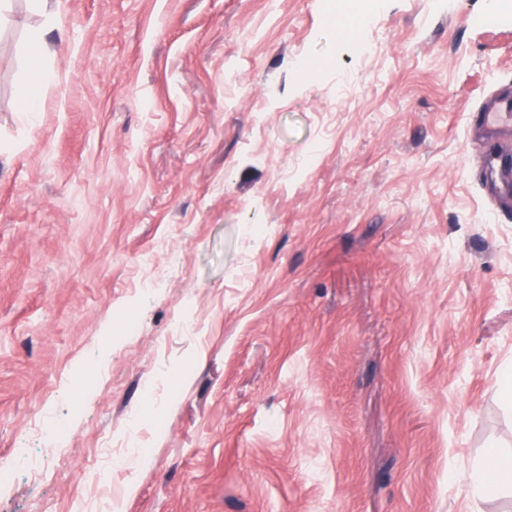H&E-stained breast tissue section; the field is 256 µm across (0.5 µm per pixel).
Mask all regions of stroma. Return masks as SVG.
<instances>
[{"label":"stroma","mask_w":512,"mask_h":512,"mask_svg":"<svg viewBox=\"0 0 512 512\" xmlns=\"http://www.w3.org/2000/svg\"><path fill=\"white\" fill-rule=\"evenodd\" d=\"M350 20L371 51L325 0H13L0 512H506L466 487L512 445V0Z\"/></svg>","instance_id":"1"}]
</instances>
